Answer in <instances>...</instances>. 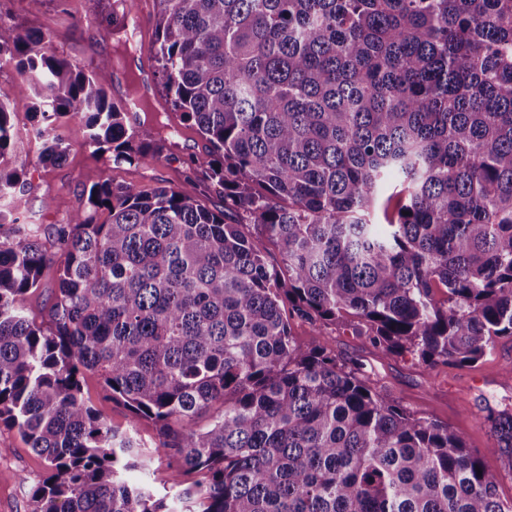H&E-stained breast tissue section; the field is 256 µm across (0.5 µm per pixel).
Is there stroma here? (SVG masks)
Instances as JSON below:
<instances>
[{
	"instance_id": "1",
	"label": "stroma",
	"mask_w": 512,
	"mask_h": 512,
	"mask_svg": "<svg viewBox=\"0 0 512 512\" xmlns=\"http://www.w3.org/2000/svg\"><path fill=\"white\" fill-rule=\"evenodd\" d=\"M144 14L145 28L137 30L136 47L126 67L115 69L107 89L110 99L124 98L129 72L148 69L150 85L146 97L152 109L130 112L127 127L150 131L163 146L160 159L150 164L114 163L110 152L80 144L70 117L52 126V138L69 145L61 165L46 166L38 156L41 141L31 130L37 120L32 110L33 95L20 93L19 76L12 60L0 57V99L13 114L16 138L24 144L22 155H5L0 165L17 168L25 184L21 205L0 199V210L12 212L20 223L53 229L65 223L85 206L87 191L104 179L132 184L143 190L172 187L199 200L206 207L224 206L221 186L193 177L187 164L205 155L209 144L197 129L175 111L163 88L153 44L155 13L153 0H0V18L24 30H39L51 37V50L73 68L91 70L111 57L117 37L132 15ZM291 332L304 347H325L345 363H364L371 386L395 399L400 407L418 417L446 424L460 434L468 448L480 453L484 466L501 473L499 494L512 500V473L504 472L503 461L492 451L490 428L485 421L489 409L512 406V338H500L495 349L473 365L453 363L427 368L410 355L382 353L359 336L353 323L316 326L290 317ZM83 395L87 403L107 416L119 430L135 429L148 456L145 481L159 494L170 495V507H177V491L186 481L183 470L168 457L155 454L158 441L155 426L147 421L131 426L130 412L122 404L106 400L98 374L85 373ZM49 473L47 460L36 454L17 430L0 425V512H29L28 480Z\"/></svg>"
}]
</instances>
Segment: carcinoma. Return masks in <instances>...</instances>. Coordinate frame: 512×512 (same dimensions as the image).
Wrapping results in <instances>:
<instances>
[{"instance_id": "cac0c4a2", "label": "carcinoma", "mask_w": 512, "mask_h": 512, "mask_svg": "<svg viewBox=\"0 0 512 512\" xmlns=\"http://www.w3.org/2000/svg\"><path fill=\"white\" fill-rule=\"evenodd\" d=\"M155 2L164 89L211 146L188 167L223 187L224 210L105 179L50 246L15 218L0 233V425L51 469L31 512H173L128 481L145 454L86 403L87 371L199 476L182 512H512L460 435L297 344L286 317L353 320L429 368L512 337V0ZM6 54L37 100L41 163L66 160L47 134L62 115L116 162L159 159L123 121L143 100L108 98L120 57L85 73L0 19ZM11 152L23 144L0 100ZM21 186L0 168V198ZM390 186L404 200L377 224ZM53 263L39 321L25 302ZM487 421L512 473V409Z\"/></svg>"}]
</instances>
